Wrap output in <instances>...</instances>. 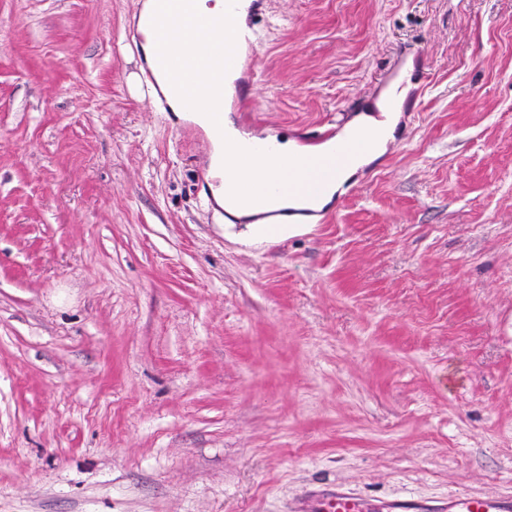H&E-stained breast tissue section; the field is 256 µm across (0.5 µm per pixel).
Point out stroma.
Masks as SVG:
<instances>
[{"instance_id":"35a3bbf8","label":"stroma","mask_w":512,"mask_h":512,"mask_svg":"<svg viewBox=\"0 0 512 512\" xmlns=\"http://www.w3.org/2000/svg\"><path fill=\"white\" fill-rule=\"evenodd\" d=\"M142 0H0V512L512 497V0H263L243 133L319 145L315 220L227 222L142 78ZM398 105L397 108L385 112L382 99L376 102L375 106L380 111L379 115L371 114L370 112H360L353 116L340 130L336 136V141L344 140L358 133H366L370 136L373 146L369 150H362L353 164L340 169L337 173L328 179V189L325 194L306 204L300 199L288 197L287 195L278 201H265L261 198L260 189L262 185L261 178L257 179L251 186V194L249 197L240 200L235 205H229L224 201V197H216L217 204L221 207H227L230 212L239 218L255 219L253 224L257 225L264 222L266 219L257 220L259 213L271 210H280L285 208L302 209L312 208L314 210H321L328 205L334 198V195L340 193L345 183L350 181L359 170L366 165L370 164L373 160L384 154L387 145L394 138V132L400 119L401 106L405 98V90H399L395 95Z\"/></svg>"}]
</instances>
